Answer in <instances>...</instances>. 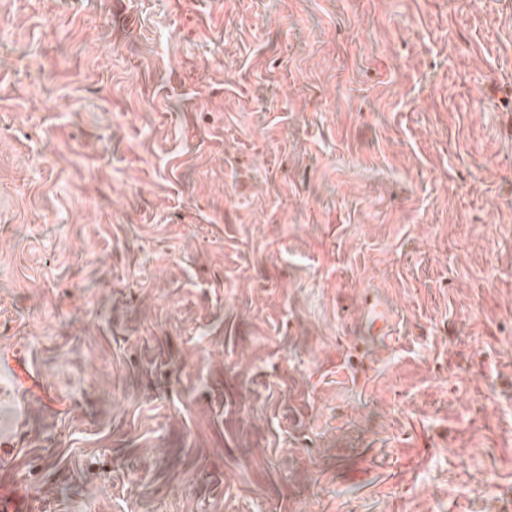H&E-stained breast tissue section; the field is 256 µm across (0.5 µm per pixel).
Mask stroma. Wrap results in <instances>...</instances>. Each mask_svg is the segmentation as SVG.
I'll return each instance as SVG.
<instances>
[{
  "label": "stroma",
  "mask_w": 512,
  "mask_h": 512,
  "mask_svg": "<svg viewBox=\"0 0 512 512\" xmlns=\"http://www.w3.org/2000/svg\"><path fill=\"white\" fill-rule=\"evenodd\" d=\"M1 352L19 512H512V0H0Z\"/></svg>",
  "instance_id": "1"
}]
</instances>
